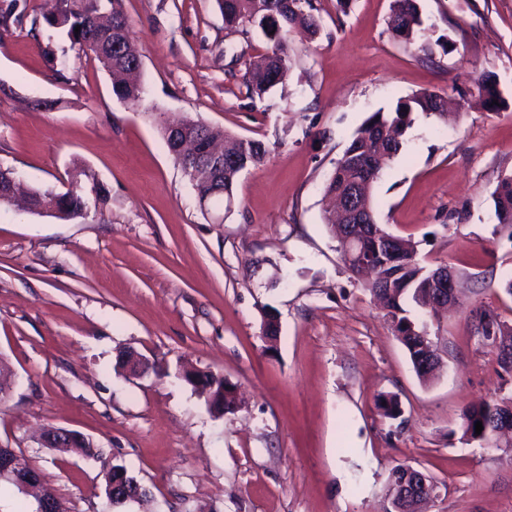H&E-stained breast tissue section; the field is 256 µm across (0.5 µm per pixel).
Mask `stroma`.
I'll use <instances>...</instances> for the list:
<instances>
[{"instance_id": "35a3bbf8", "label": "stroma", "mask_w": 512, "mask_h": 512, "mask_svg": "<svg viewBox=\"0 0 512 512\" xmlns=\"http://www.w3.org/2000/svg\"><path fill=\"white\" fill-rule=\"evenodd\" d=\"M425 61L393 37L394 0H312L315 39L292 33L293 68L263 99L244 74L267 44L226 28L217 0H119L141 55V105L47 26L44 0L0 28V167L61 189L74 167L109 192L69 220L0 206V357L13 384L0 446L22 453L66 512H107L122 466L150 491L127 512H391L392 469L437 485L427 512H512V447L458 435L463 409L512 397L474 332L491 308L512 325V232L491 194L512 176V0H418ZM494 75L505 107L478 104ZM429 90L459 102L448 122L417 113L375 188V214L411 238L423 266L461 278L455 308L413 307L443 367L416 373L391 322L344 264L323 221L324 188L363 121ZM192 119L264 142L232 206L201 210L160 133ZM280 323L275 347L264 312ZM128 351L147 368L120 369ZM224 376L242 407L213 414L181 377ZM395 396L400 418L377 405ZM44 427L81 433L93 457L41 447Z\"/></svg>"}]
</instances>
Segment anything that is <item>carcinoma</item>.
Returning a JSON list of instances; mask_svg holds the SVG:
<instances>
[{
    "label": "carcinoma",
    "mask_w": 512,
    "mask_h": 512,
    "mask_svg": "<svg viewBox=\"0 0 512 512\" xmlns=\"http://www.w3.org/2000/svg\"><path fill=\"white\" fill-rule=\"evenodd\" d=\"M277 7H267L268 0H218V5L224 23L230 30H241L248 33L246 27L259 30L267 40L269 47L261 59L266 61L263 74H255L252 84L248 86L250 97H263L275 86L283 83L290 72L292 58L288 54L286 40L288 33L295 28L304 29L310 36L318 34L319 23L312 13L311 0H275ZM124 17L119 9V0H58L57 11L45 18L46 23L56 29L66 31L71 47L84 55L92 54L107 71L117 69L122 74L120 81L113 85L115 95L132 104H139L143 97L140 79L141 70L133 68L127 62L129 53L120 54L116 50L117 34L112 32V19H104V15ZM423 21L417 0H396V6L388 18V29L395 37L410 40L422 30ZM80 32H75V28ZM479 98L481 104L489 110H497L505 104L501 97L496 81L486 76L479 83ZM451 101L432 92L422 91L404 101H399L391 112L372 113L355 132L346 152H358L368 167L367 173L372 176L370 183L363 187V204L376 219L373 204V186L381 172L403 146V136L413 122L412 114L422 112L427 116L439 119L448 114ZM188 130V143L194 151V157H202L206 147L215 139H222L232 144L235 152L245 154L248 168H257L263 164L267 155L265 144L254 138L244 141L232 136L220 128L210 127L200 121L186 119L182 121ZM196 190L198 199L202 200L207 194L212 199L226 201L234 197L238 174L233 170L224 172L220 180L224 192L211 193L215 174L206 162L202 161L191 167L185 173ZM349 176L348 161L340 159L336 164L334 174L326 184L328 195L338 193L344 181ZM70 180L78 184L71 202L68 204L66 218H74L87 212L89 205L99 206L106 202L107 194L100 185H95V196L85 193L87 182L92 180L84 170H76ZM497 198L493 199L494 210L498 223L512 229V176L501 179L495 189ZM395 250L399 253L400 262L387 267L380 262L373 279L368 283L373 299L386 311L390 320L398 325L401 333L399 339L407 349L417 374L428 377L433 374L437 362L424 363V336L426 332L419 329L407 316L405 304L409 301L418 306H424L427 295L432 290L430 272L424 267L408 261L410 254L416 252V245L410 239L396 237ZM205 386L209 394L224 395V412L232 414L235 411V399L232 397L233 386L224 381V377L208 372L205 374ZM512 399L500 402H485L470 406L461 414V438L467 442H475L481 447H498L497 437L475 434L476 422L488 426L493 420H498L512 413L509 406ZM378 406L384 415L396 419L401 415V408L393 396H381Z\"/></svg>",
    "instance_id": "1"
}]
</instances>
